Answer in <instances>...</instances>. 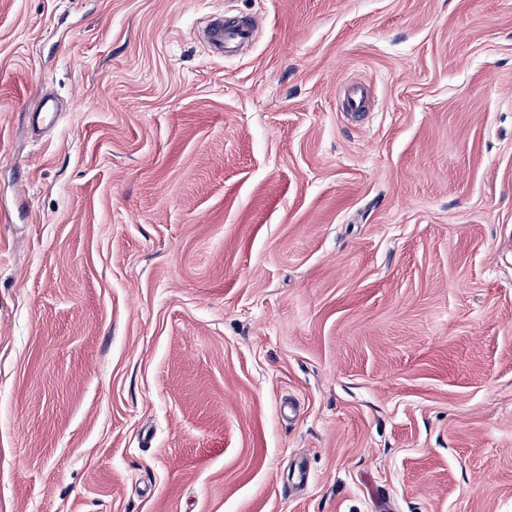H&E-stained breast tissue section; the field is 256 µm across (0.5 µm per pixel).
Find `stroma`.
<instances>
[{"label": "stroma", "instance_id": "stroma-1", "mask_svg": "<svg viewBox=\"0 0 512 512\" xmlns=\"http://www.w3.org/2000/svg\"><path fill=\"white\" fill-rule=\"evenodd\" d=\"M0 512H512V0H0ZM252 39V32L248 26L224 29V23L212 32L211 42L215 46L224 48V51L234 46L248 43Z\"/></svg>", "mask_w": 512, "mask_h": 512}]
</instances>
